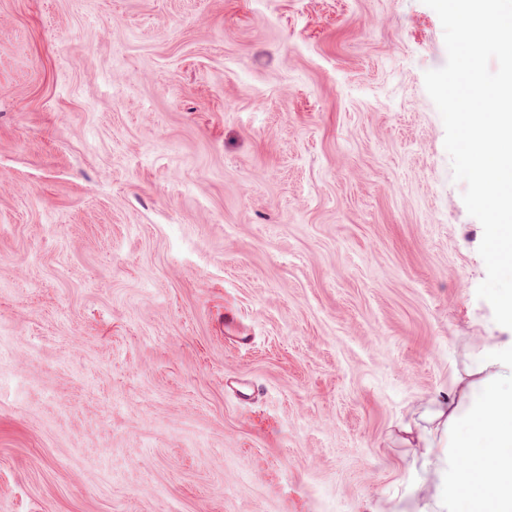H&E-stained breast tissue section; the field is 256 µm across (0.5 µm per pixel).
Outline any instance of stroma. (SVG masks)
Instances as JSON below:
<instances>
[{"mask_svg": "<svg viewBox=\"0 0 512 512\" xmlns=\"http://www.w3.org/2000/svg\"><path fill=\"white\" fill-rule=\"evenodd\" d=\"M446 61L423 0H0V512L434 493L396 427L512 337Z\"/></svg>", "mask_w": 512, "mask_h": 512, "instance_id": "1", "label": "stroma"}]
</instances>
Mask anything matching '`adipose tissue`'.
<instances>
[{
	"label": "adipose tissue",
	"instance_id": "ef3b65f1",
	"mask_svg": "<svg viewBox=\"0 0 512 512\" xmlns=\"http://www.w3.org/2000/svg\"><path fill=\"white\" fill-rule=\"evenodd\" d=\"M414 439L436 492L416 512H512V344L482 337Z\"/></svg>",
	"mask_w": 512,
	"mask_h": 512
}]
</instances>
